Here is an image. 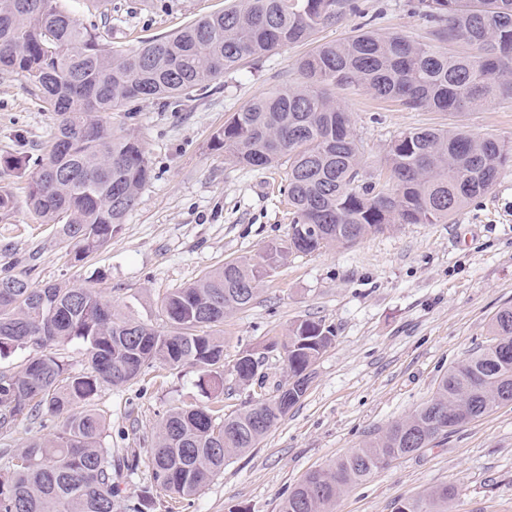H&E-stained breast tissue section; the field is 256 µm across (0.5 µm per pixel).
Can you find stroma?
Wrapping results in <instances>:
<instances>
[{
  "instance_id": "1",
  "label": "stroma",
  "mask_w": 512,
  "mask_h": 512,
  "mask_svg": "<svg viewBox=\"0 0 512 512\" xmlns=\"http://www.w3.org/2000/svg\"><path fill=\"white\" fill-rule=\"evenodd\" d=\"M382 34L429 38L431 26L412 0H359ZM226 0H107L104 11L82 0L66 5L84 27L117 50L169 34L224 8ZM357 18L324 29L314 43L286 46L211 82L178 107L140 99L115 112V133L131 134L153 168L135 208L111 242L82 262L71 260L56 227L26 204L27 183L55 132V118L24 77L0 71V188L16 199L0 217V276L23 274L33 285L70 282L95 289L114 309L161 325L160 301L224 262L257 259L284 240L291 224L288 164L249 168L213 143L225 119L254 99L298 78L296 62L314 44L352 33ZM366 170L394 135L415 127L462 130L512 141V104L469 112L412 111L364 88L341 91ZM512 306V167L494 189L448 224H398L348 247L330 246L280 261L246 309L224 321V366L240 354L284 341L305 318L325 320L335 339L317 360L306 395L255 448L233 456L191 500L155 496L153 512H279L288 491L410 415L433 395L440 377L490 338V322ZM200 372L155 363L132 383L104 389L97 406L108 442L146 454L158 423L173 407L240 408L248 393L233 375L208 397ZM452 487L451 512H512V404L375 472L337 499L334 512H395L399 500Z\"/></svg>"
}]
</instances>
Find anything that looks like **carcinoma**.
I'll list each match as a JSON object with an SVG mask.
<instances>
[{
	"instance_id": "carcinoma-1",
	"label": "carcinoma",
	"mask_w": 512,
	"mask_h": 512,
	"mask_svg": "<svg viewBox=\"0 0 512 512\" xmlns=\"http://www.w3.org/2000/svg\"><path fill=\"white\" fill-rule=\"evenodd\" d=\"M434 24L426 42L357 27L339 43L301 57V80L233 113L213 136L238 164L266 168L288 159V237L263 263L242 257L161 299L158 328L112 306L91 288L35 286L22 275L0 277V360L30 346L41 354L0 370V430L64 417L62 429L29 442L0 467V512H114L116 466L144 465L152 485L186 499L198 494L232 456L255 447L283 417L280 395L249 400L224 415L209 407L170 409L147 461L112 459L104 416L94 401L106 387L135 380L145 366L190 364L206 391L224 393V319L254 301L266 267L290 253L345 246L393 224H446L512 166V144L439 128H412L391 141L382 160L389 186L365 181L362 152L336 91L364 87L375 97L424 111L476 110L512 102V0H416ZM362 10L358 0H233L181 30L148 37L124 53L82 27L62 0H0V69L40 92L57 117L47 158L28 184L27 203L81 261L106 247L152 178L141 143L107 121L140 99L179 100L209 82L284 46L305 44L320 29ZM470 50L450 53L445 45ZM493 343L443 374L432 398L385 433L326 468L308 472L279 512H333L347 487L395 459L431 445L512 402V307L492 319ZM333 327L302 319L282 346L294 407L307 393L313 365ZM84 346L88 366L71 372L63 350ZM233 368L240 386L266 356L243 354ZM446 486L405 498L396 512H448Z\"/></svg>"
}]
</instances>
